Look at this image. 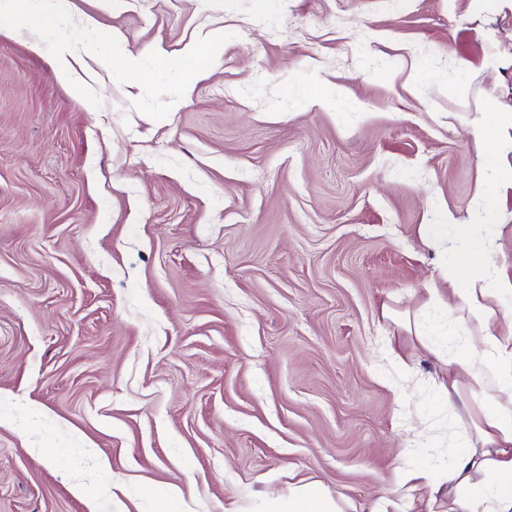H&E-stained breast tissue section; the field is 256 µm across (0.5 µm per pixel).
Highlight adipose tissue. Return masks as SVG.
Wrapping results in <instances>:
<instances>
[{"label": "adipose tissue", "instance_id": "1", "mask_svg": "<svg viewBox=\"0 0 512 512\" xmlns=\"http://www.w3.org/2000/svg\"><path fill=\"white\" fill-rule=\"evenodd\" d=\"M68 8L69 0H0L1 17L36 14L51 27ZM495 220L485 207L471 220L452 215L419 229L430 251L451 255L440 271L441 285L428 290V304L450 347L438 382L441 394L451 402L467 394L476 398L467 412L462 451L436 466L407 469L394 500L381 496L359 510L304 482L265 498L259 512H414L420 492L428 512H512V311L494 306L512 292V282L494 276Z\"/></svg>", "mask_w": 512, "mask_h": 512}]
</instances>
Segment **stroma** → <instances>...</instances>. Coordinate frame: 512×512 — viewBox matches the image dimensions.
<instances>
[{
    "instance_id": "stroma-1",
    "label": "stroma",
    "mask_w": 512,
    "mask_h": 512,
    "mask_svg": "<svg viewBox=\"0 0 512 512\" xmlns=\"http://www.w3.org/2000/svg\"><path fill=\"white\" fill-rule=\"evenodd\" d=\"M64 34L135 65L79 92ZM510 120L512 0L0 17V512H255L301 479L359 504L455 452L467 401L434 354L388 361L410 335L382 307L427 301L445 210H496L512 281V186L482 198L498 158L469 132ZM75 59V54L71 49V45L67 41L58 43L55 51L54 65L59 77L62 80H73L75 71L72 66V61Z\"/></svg>"
}]
</instances>
